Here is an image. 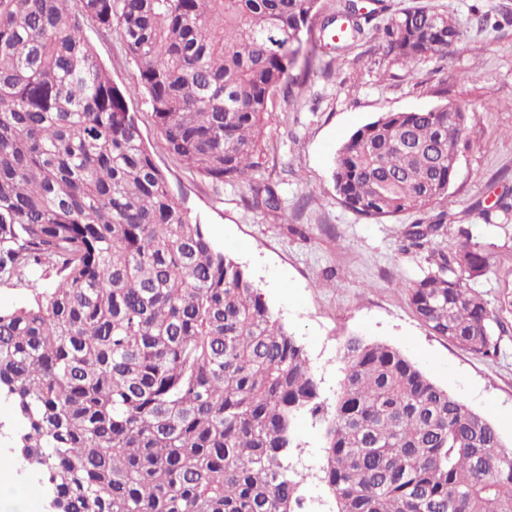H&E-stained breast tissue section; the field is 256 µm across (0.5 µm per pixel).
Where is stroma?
<instances>
[{"label":"stroma","mask_w":512,"mask_h":512,"mask_svg":"<svg viewBox=\"0 0 512 512\" xmlns=\"http://www.w3.org/2000/svg\"><path fill=\"white\" fill-rule=\"evenodd\" d=\"M433 5L455 18L461 43L448 58H424L404 67L386 56L375 29L399 9ZM84 35L113 82L132 84L137 67L117 35L85 23ZM313 68H295L301 85L280 89L259 137L260 166L253 184L270 183L281 210L252 201V184L225 186L215 194L160 144L153 118L131 97L142 138L165 172L176 198L197 214L213 242L245 265L274 314L303 345L320 387L332 401L342 373L340 350L360 337L402 351L436 383L486 414L512 446V326L499 336L497 356L481 358L435 336L415 315L406 290L428 267L423 251L404 249L415 213L367 218L338 199L331 172L337 149L361 126L389 112L464 106L482 149H464L440 209L452 225L438 249L456 248L459 227L490 258L475 285L489 307L512 289V220L486 225L480 211L501 195L512 196V0H389L387 11L366 25L363 37L342 51L305 44ZM290 460L299 483V512H336L320 480L324 430L311 416L293 431ZM48 492L38 475L15 472L0 487V512H47Z\"/></svg>","instance_id":"stroma-1"}]
</instances>
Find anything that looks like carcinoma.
<instances>
[{"label": "carcinoma", "mask_w": 512, "mask_h": 512, "mask_svg": "<svg viewBox=\"0 0 512 512\" xmlns=\"http://www.w3.org/2000/svg\"><path fill=\"white\" fill-rule=\"evenodd\" d=\"M320 0H0V281L51 270L31 301L0 308V398L21 422L14 463L57 512H297L294 420L324 426L323 481L336 512H512V449L484 414L399 349L358 337L325 413L303 346L250 273L172 194L142 142L131 90L114 83L84 19L120 34L134 89L164 148L216 188L251 179L258 135L291 79ZM344 0L321 24L340 51L369 17ZM408 67L458 49L455 20L406 8L376 28ZM465 107L390 112L339 147L341 202L370 218L427 213L446 198ZM254 203L280 209L269 185ZM442 210L412 225L423 248ZM464 241L432 249L408 295L436 336L497 354L492 310L474 288L488 257Z\"/></svg>", "instance_id": "obj_1"}]
</instances>
